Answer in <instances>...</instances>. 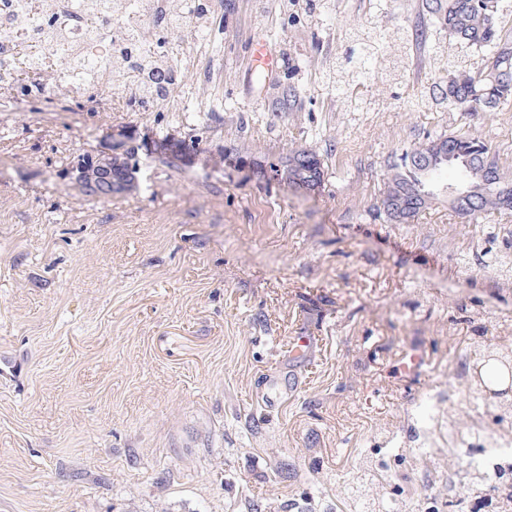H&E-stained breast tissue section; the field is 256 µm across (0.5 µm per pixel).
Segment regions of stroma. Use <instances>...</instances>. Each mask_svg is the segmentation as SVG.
Segmentation results:
<instances>
[{
    "mask_svg": "<svg viewBox=\"0 0 512 512\" xmlns=\"http://www.w3.org/2000/svg\"><path fill=\"white\" fill-rule=\"evenodd\" d=\"M297 10L214 0L146 110L124 88L94 112L69 87L55 110L0 95V512H448L465 489L448 417L495 422L469 388L484 347H512V211L466 217L442 190L406 224L379 207L390 164L444 133L512 175V101L431 100L447 60L415 46L340 75L363 22L410 31L420 0ZM257 35L280 56L266 85ZM111 146L137 188L85 195L72 165ZM300 149L320 194L273 172ZM294 161L293 176L306 181H324V163L321 156L312 150H298L288 156Z\"/></svg>",
    "mask_w": 512,
    "mask_h": 512,
    "instance_id": "obj_1",
    "label": "stroma"
}]
</instances>
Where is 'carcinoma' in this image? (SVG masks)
I'll return each instance as SVG.
<instances>
[{"instance_id":"carcinoma-1","label":"carcinoma","mask_w":512,"mask_h":512,"mask_svg":"<svg viewBox=\"0 0 512 512\" xmlns=\"http://www.w3.org/2000/svg\"><path fill=\"white\" fill-rule=\"evenodd\" d=\"M422 19L430 21L438 30L448 35L450 41L469 45L482 54V68L477 72L466 69L464 61L448 60L453 69L446 81L431 83L429 93L450 103L474 108H497L512 100V37L504 36L499 23L498 0H422ZM137 42L123 39L116 52L132 59L124 68L119 59L107 64L96 59L82 62H65L57 71L72 82L85 79L90 74H111L112 82L119 83L136 70L152 65L145 58L132 57L126 49L136 47ZM378 43L359 44L354 62V74H368L378 61ZM21 64L33 73V79H13L4 87L8 95L22 96L30 86L52 85L61 79L42 70L39 60L23 58ZM179 71L171 65L151 70L147 84L152 94L146 98H165L175 85ZM294 162L293 176L306 181L324 180V163L312 150H298L288 156ZM451 165L465 172L468 195L451 203L461 214L476 216L491 211H512V177L505 174L491 156L490 147L477 137L466 134L440 135L435 139L403 153L394 164L384 182L379 211L388 220L404 224L412 220L428 206L417 189V184L432 181L436 172ZM490 368L497 369L512 363V352L504 353L496 347H488L484 353ZM478 481L472 485V493L464 502L448 501V512H512V492L499 490V479H491L484 472H476Z\"/></svg>"}]
</instances>
